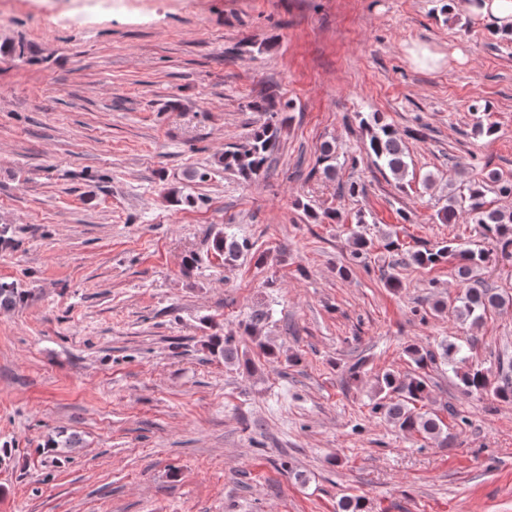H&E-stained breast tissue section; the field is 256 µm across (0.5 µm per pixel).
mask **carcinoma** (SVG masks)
<instances>
[{
  "label": "carcinoma",
  "instance_id": "obj_1",
  "mask_svg": "<svg viewBox=\"0 0 512 512\" xmlns=\"http://www.w3.org/2000/svg\"><path fill=\"white\" fill-rule=\"evenodd\" d=\"M250 107L255 112L268 114L269 118L246 141L225 150L221 158L224 169L235 172L245 181L265 169L281 130V122L275 120V117L290 108V105L287 102L279 105L274 96L266 95L251 102ZM363 126L368 133V154L374 162L388 169L395 179L403 180L407 161L402 140L378 115L373 116L370 122L363 121ZM317 165L326 179H336L337 157L332 143L325 141L320 145ZM489 191L510 198L512 180H506L498 172L490 170L477 180L463 181L457 186L448 184V197L436 211V219L441 224H452L464 213L470 217L471 223L481 226L485 236L500 242L502 252L505 253L512 246V209L487 204L485 196ZM383 242L388 250L403 251V262L407 264L434 266L452 256L459 259L456 271L462 290L451 306V314L463 323L477 326L488 312L512 306V295L485 288L472 279L474 270L484 266L489 260V255L482 249L462 248L450 243L431 249L404 251L398 240L389 234L384 236ZM213 248L224 254V261L233 262L248 250V245L244 240L218 234L214 237ZM21 299L22 294L18 289L9 283L0 282V309L11 308ZM211 350L224 356V362L241 364L246 373H252L254 364L248 359L240 360L234 337H213ZM407 353L414 365L412 372L402 376L386 372L377 378L378 393L401 397L399 401L391 400L383 404L382 408L389 420L403 432L422 433L430 438H437L442 433L438 419L417 411V404L427 400L430 394L426 368L439 358L448 361L462 393H490L500 400H512L511 377L504 375L495 380L489 370L478 365H472L464 371L458 370L457 364L466 362L464 347L451 339L441 342L435 352L409 346ZM338 512H366L365 498L343 497L339 500Z\"/></svg>",
  "mask_w": 512,
  "mask_h": 512
}]
</instances>
